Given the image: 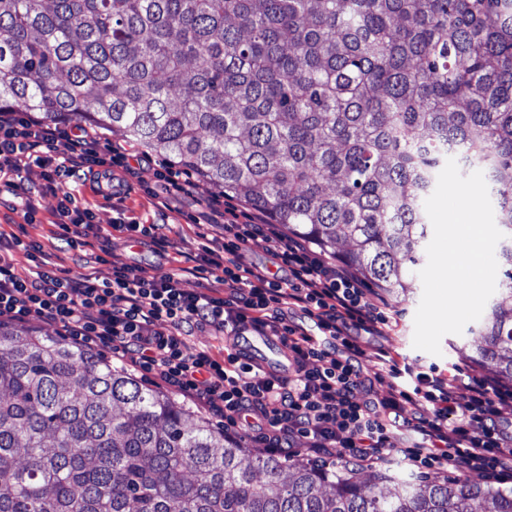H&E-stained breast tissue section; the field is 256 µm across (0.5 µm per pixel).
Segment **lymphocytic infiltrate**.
I'll list each match as a JSON object with an SVG mask.
<instances>
[{
	"instance_id": "lymphocytic-infiltrate-1",
	"label": "lymphocytic infiltrate",
	"mask_w": 512,
	"mask_h": 512,
	"mask_svg": "<svg viewBox=\"0 0 512 512\" xmlns=\"http://www.w3.org/2000/svg\"><path fill=\"white\" fill-rule=\"evenodd\" d=\"M150 160L136 145L101 140L84 125L0 110V177L34 174L61 190L60 235L71 247L101 232L93 209L79 203L69 185L82 172L106 167L122 174L112 187L117 196L128 189L136 165ZM207 206L223 217L222 243L204 248L194 271L213 276L215 287L188 291L180 273L134 262L113 263L111 277L99 280L44 263L21 274L0 260V319L50 322L63 338L108 348L123 367L152 373L222 418L225 428L258 434L276 455L383 465L395 454L416 470L512 478V416L504 414L512 385L456 372L420 376L409 389L398 380L397 361L381 350L374 355L376 375L387 390L359 398L356 334H380L388 323L361 282L347 265L318 257L305 239L283 238L260 218L231 220V207L220 199ZM252 244L272 254L278 274L239 263L240 251ZM296 309L314 321L318 335L290 324ZM247 328L281 338L294 375L269 373L239 351L216 355L187 341L206 330L230 337ZM401 427L416 433V441L397 442Z\"/></svg>"
}]
</instances>
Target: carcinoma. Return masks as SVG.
Here are the masks:
<instances>
[{
	"label": "carcinoma",
	"mask_w": 512,
	"mask_h": 512,
	"mask_svg": "<svg viewBox=\"0 0 512 512\" xmlns=\"http://www.w3.org/2000/svg\"><path fill=\"white\" fill-rule=\"evenodd\" d=\"M0 108L160 152L404 295L453 157L488 175L512 382V0H0ZM0 512H512V488L270 454L102 353L0 322Z\"/></svg>",
	"instance_id": "cac0c4a2"
}]
</instances>
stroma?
<instances>
[{"instance_id": "35a3bbf8", "label": "stroma", "mask_w": 512, "mask_h": 512, "mask_svg": "<svg viewBox=\"0 0 512 512\" xmlns=\"http://www.w3.org/2000/svg\"><path fill=\"white\" fill-rule=\"evenodd\" d=\"M154 180L153 167L144 166L139 169L136 177L132 178V189L126 197L112 198L111 194L99 191L97 183L92 181L75 184L74 190L82 203L94 209L96 222L100 224L104 234L108 235L115 255L137 259L163 272L186 268L187 273L182 277V286L189 291L196 290L201 280L190 275L189 270L195 265V256L199 253L203 241L195 236L190 219L205 212L207 199L216 194L214 188L201 183L193 195L172 202L166 225L162 229L163 234L171 242L170 248L166 250H159L152 245L126 247L125 233L111 228L114 211L118 208L124 209L126 216L140 223L156 222L157 209L143 191L144 185L153 183ZM25 184L28 192L23 196L15 195L6 186H0V241L7 243L15 236L25 240L33 239L40 243L43 258L50 265L70 271L74 275L92 273L102 279L109 277L110 265L97 260L100 241L96 240L92 245L72 249L59 240L55 225L59 193L43 188L41 180L34 176L27 177ZM28 201L38 210L37 223L27 224L22 219V209ZM422 292L421 280L413 279L407 296L392 297L388 300L391 326L386 335L372 336L364 333L360 336L361 342L369 344L370 348L387 351L400 366H403L402 381L408 386L414 385L418 376L424 374L446 376L458 370L472 369V359L477 348L476 337L467 332L445 335L440 343L441 353L437 356L414 348V316Z\"/></svg>"}]
</instances>
